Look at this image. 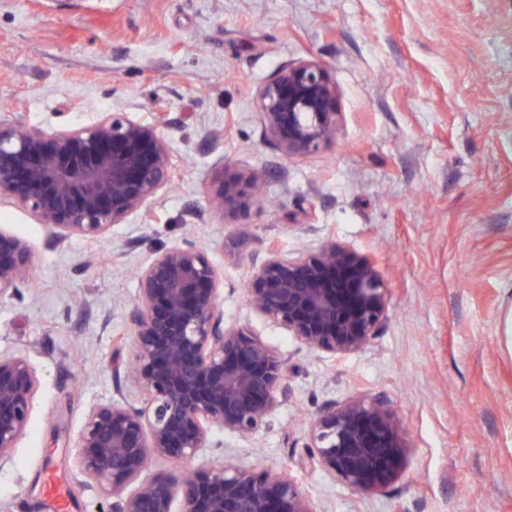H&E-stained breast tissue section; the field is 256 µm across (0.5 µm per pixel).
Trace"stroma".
<instances>
[{"label": "stroma", "instance_id": "35a3bbf8", "mask_svg": "<svg viewBox=\"0 0 512 512\" xmlns=\"http://www.w3.org/2000/svg\"><path fill=\"white\" fill-rule=\"evenodd\" d=\"M316 58L336 85L335 140L288 158L268 138L256 91ZM172 149V188L97 239L59 245L26 209L0 229L34 258L0 299V351L38 372L25 435L0 469V512H105L110 488L76 461L90 409L123 394L134 356L137 272L184 240L223 277L224 322L288 361L285 396L251 438L215 433L194 466L289 471L313 512H512V0H0V116L87 125L125 110ZM263 179L266 204L207 208L224 163ZM336 239L375 259L388 314L360 350L309 349L254 311L246 283L270 242ZM380 397L410 450L385 494L300 468L312 418L355 393Z\"/></svg>", "mask_w": 512, "mask_h": 512}]
</instances>
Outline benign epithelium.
<instances>
[{
  "instance_id": "benign-epithelium-1",
  "label": "benign epithelium",
  "mask_w": 512,
  "mask_h": 512,
  "mask_svg": "<svg viewBox=\"0 0 512 512\" xmlns=\"http://www.w3.org/2000/svg\"><path fill=\"white\" fill-rule=\"evenodd\" d=\"M257 99L266 134L286 157L336 137V87L317 60L283 66ZM163 123L162 115L146 122L122 110L49 129L0 118V201L29 210L54 245L99 238L170 186ZM260 187L259 175L225 164L210 182L209 205L225 217L247 212ZM32 259L25 241L0 230V298L19 291ZM137 280L135 356L125 377L147 395L145 406L123 396L96 405L77 442L85 475L111 486L105 512H312L286 470L187 467L140 481L157 459L192 461L213 447L217 430L255 436L279 405L288 366L258 335L224 325L221 272L196 244L155 252ZM247 298L308 348L344 355L376 334L389 288L373 261L328 239L294 256L269 247L253 265ZM38 388L28 357L0 352V467L26 432ZM306 447L301 468L318 466L357 493L379 494L401 476L409 443L389 403L353 394L316 416Z\"/></svg>"
}]
</instances>
